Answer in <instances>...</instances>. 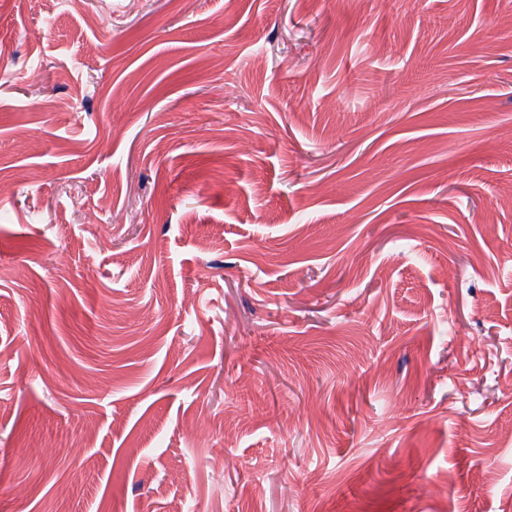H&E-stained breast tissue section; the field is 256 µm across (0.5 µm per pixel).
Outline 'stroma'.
Instances as JSON below:
<instances>
[{"label": "stroma", "mask_w": 512, "mask_h": 512, "mask_svg": "<svg viewBox=\"0 0 512 512\" xmlns=\"http://www.w3.org/2000/svg\"><path fill=\"white\" fill-rule=\"evenodd\" d=\"M185 1L0 0V512H512V0Z\"/></svg>", "instance_id": "stroma-1"}]
</instances>
